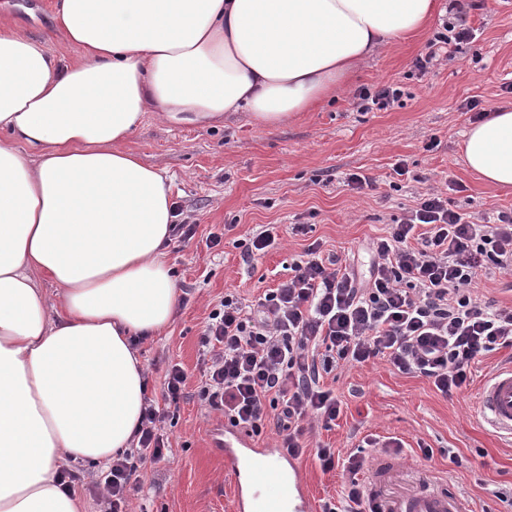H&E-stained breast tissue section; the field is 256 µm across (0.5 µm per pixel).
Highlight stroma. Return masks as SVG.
<instances>
[{
	"mask_svg": "<svg viewBox=\"0 0 512 512\" xmlns=\"http://www.w3.org/2000/svg\"><path fill=\"white\" fill-rule=\"evenodd\" d=\"M480 2L466 11L474 39L427 72L416 70L413 61L444 23L454 21L451 0H441L445 12L423 33L378 49L336 100L287 124L266 127L249 113L233 112L213 126H176L151 113L127 142L145 163L167 173L179 223L196 227L192 239L175 235L167 246L185 300L162 335L137 343L149 398L161 400L171 365H181L187 381L184 398L164 425L170 456L141 464L145 494L133 500V512H234L224 459L209 446L210 431L223 416L197 397L204 369L201 335L225 291L255 300L285 280L297 255L313 243L325 252L353 255L356 268L368 273L372 240L432 189L447 190L451 208L490 220L512 211V190L480 180L463 158L474 118L468 103L478 101L488 111L512 103V0ZM53 3L0 0V18L76 60L79 48L53 24ZM383 84L401 89L399 104L359 111L356 91ZM400 163L406 169L401 176L395 172ZM353 173L374 177L377 190H352ZM454 182L463 191H448ZM297 224L306 225V234H294ZM268 227L277 245L244 261L250 239ZM215 236L221 239L216 247L210 244ZM508 364L512 348L486 353L472 363L467 389L450 397L383 358L337 368L325 383L342 400V411L331 428H314L310 451L300 459L314 499L337 498L349 480L342 468L322 471L314 448L367 456L371 450L362 441L369 437L387 443L395 461L387 483L391 496L409 493L423 471L437 488L463 495L470 512H512V443L491 431L476 406L481 385Z\"/></svg>",
	"mask_w": 512,
	"mask_h": 512,
	"instance_id": "stroma-1",
	"label": "stroma"
}]
</instances>
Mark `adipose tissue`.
Masks as SVG:
<instances>
[{
	"label": "adipose tissue",
	"mask_w": 512,
	"mask_h": 512,
	"mask_svg": "<svg viewBox=\"0 0 512 512\" xmlns=\"http://www.w3.org/2000/svg\"><path fill=\"white\" fill-rule=\"evenodd\" d=\"M435 0H56L76 61L0 21V512H84L63 461L129 448L147 389L138 339L166 328V174L126 150L153 112L277 127L336 93ZM465 160L512 188V104L469 129ZM61 290L51 305L42 288Z\"/></svg>",
	"instance_id": "adipose-tissue-1"
}]
</instances>
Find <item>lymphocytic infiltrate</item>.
<instances>
[{
    "instance_id": "lymphocytic-infiltrate-1",
    "label": "lymphocytic infiltrate",
    "mask_w": 512,
    "mask_h": 512,
    "mask_svg": "<svg viewBox=\"0 0 512 512\" xmlns=\"http://www.w3.org/2000/svg\"><path fill=\"white\" fill-rule=\"evenodd\" d=\"M487 269L512 276V213L481 224L449 208L442 194H423L373 241L369 280L346 258L312 246L253 307L225 293L203 332L198 397L248 433L275 421L282 448L298 458L312 420L327 425L340 415V399L324 385L340 365L383 357L401 373L432 379L442 394L462 391L472 362L512 348V306L478 294ZM185 382V372L171 366L163 403L146 400L135 442L101 470L96 487L106 512H129L143 489L139 462L165 460L161 407L178 404ZM364 465L355 454L345 460L352 479L322 512H369L358 480Z\"/></svg>"
}]
</instances>
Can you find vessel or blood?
<instances>
[{
  "label": "vessel or blood",
  "instance_id": "obj_1",
  "mask_svg": "<svg viewBox=\"0 0 512 512\" xmlns=\"http://www.w3.org/2000/svg\"><path fill=\"white\" fill-rule=\"evenodd\" d=\"M480 411L498 433L512 437V365L498 369L482 386ZM224 454L233 483L234 512H317L303 469L280 448H259L237 427L224 425L211 435ZM390 472L387 459L376 458L367 495L379 512H468L462 497L442 490L401 498L384 493Z\"/></svg>",
  "mask_w": 512,
  "mask_h": 512
}]
</instances>
